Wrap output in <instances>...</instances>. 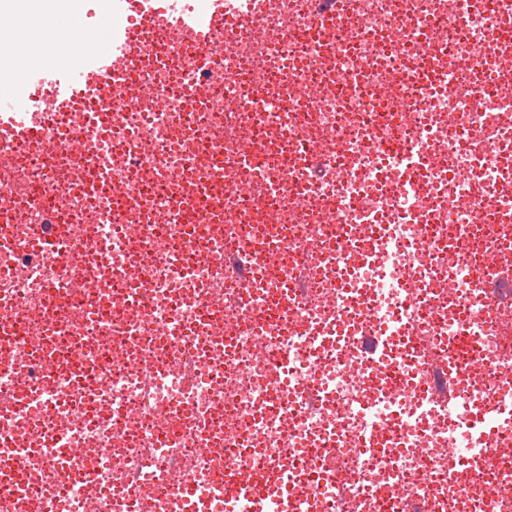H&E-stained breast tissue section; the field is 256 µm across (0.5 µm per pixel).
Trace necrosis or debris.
<instances>
[{
  "label": "necrosis or debris",
  "mask_w": 512,
  "mask_h": 512,
  "mask_svg": "<svg viewBox=\"0 0 512 512\" xmlns=\"http://www.w3.org/2000/svg\"><path fill=\"white\" fill-rule=\"evenodd\" d=\"M335 4L273 0L215 38L203 71L152 35L146 54L169 67L116 75L107 106L113 136L141 156L103 144L43 165L0 141L15 242L0 250V429L33 450L18 473L0 450V512H226L225 472L276 469L291 475L292 512H512V442L484 453L495 421L470 415L480 394L512 406V305L484 302L512 274V12L506 0H347L349 23L324 27ZM102 156L141 198L118 225L78 180ZM219 162L223 183L200 190ZM413 162L423 184L409 188ZM216 237L220 261L202 252ZM75 240L72 272L46 245ZM245 255L265 274L249 306ZM145 280L146 300L122 297ZM283 281L282 315L265 316ZM461 317L474 322L476 383L456 349ZM373 340L420 357L416 380L376 384ZM445 368L453 403L424 399ZM32 388L42 400L19 411L15 394ZM201 409L200 432L187 421ZM392 421L397 447H364ZM47 431L87 479L58 480Z\"/></svg>",
  "instance_id": "obj_1"
}]
</instances>
